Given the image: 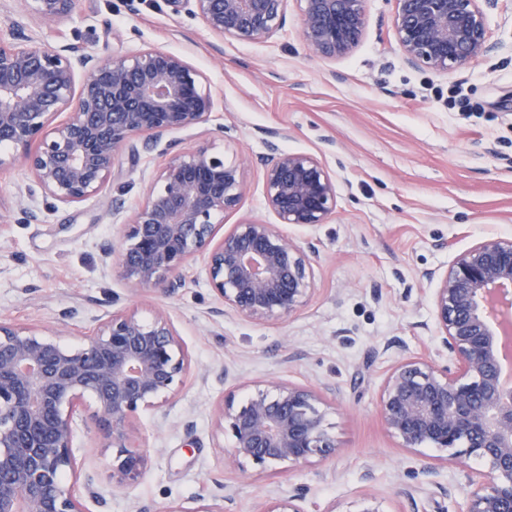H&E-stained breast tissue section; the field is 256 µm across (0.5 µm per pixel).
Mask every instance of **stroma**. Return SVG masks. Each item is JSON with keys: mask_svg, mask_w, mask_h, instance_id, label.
Wrapping results in <instances>:
<instances>
[{"mask_svg": "<svg viewBox=\"0 0 512 512\" xmlns=\"http://www.w3.org/2000/svg\"><path fill=\"white\" fill-rule=\"evenodd\" d=\"M490 48L449 76L410 66L393 35L394 0H366L367 29L349 57L310 55L296 4L274 38L229 41L165 0H80L48 31L23 0H0V33L20 28L33 43L83 44L101 56L158 47L185 56L221 99L201 129L174 133L179 148L199 144L244 163L245 192L218 233L253 219L276 223L263 195L272 150L315 156L336 181L327 223L284 225L313 243V289L279 321L255 323L226 311L210 289L203 256L184 285L131 291L118 273L116 211L143 198L150 174L170 157L155 149L121 154L106 190L63 205L32 187L17 197L12 164L0 166V320L39 328L77 345L106 312L131 307L142 317L167 311L189 355L206 367L190 374L166 417L138 412L128 428L148 468L132 488L113 486L112 451L99 412L85 397L76 418L74 489L87 512H164L220 498L224 512H258L268 499L303 494L304 512H353L363 495L383 512H465L466 472L443 452L415 454L389 432L380 396L398 355L437 356L429 272L491 236H512V0H485ZM31 208L34 220L24 218ZM274 382L316 388L340 454L277 471L226 468L227 436L215 405L243 400Z\"/></svg>", "mask_w": 512, "mask_h": 512, "instance_id": "obj_1", "label": "stroma"}]
</instances>
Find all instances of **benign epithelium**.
Wrapping results in <instances>:
<instances>
[{
    "mask_svg": "<svg viewBox=\"0 0 512 512\" xmlns=\"http://www.w3.org/2000/svg\"><path fill=\"white\" fill-rule=\"evenodd\" d=\"M221 39H268L287 21L289 0H165ZM301 40L321 59L349 56L362 42L366 0H296ZM393 30L406 62L452 74L488 51L483 0H394ZM78 0H25L41 24L70 17ZM0 38V143L41 190L64 205L101 193L123 151L136 156L166 134L210 121L217 98L181 55L148 47L100 57L82 45H23ZM65 115L56 121L59 115ZM244 191L242 164L209 146L174 153L142 201L121 221L118 272L133 290L182 286L180 273L205 257L207 281L234 314L257 323L301 309L313 285L311 255L279 225L327 223L336 181L316 157L284 152L265 164L263 195L279 223L243 219L215 241L217 217ZM435 281L436 337L448 363L400 356L380 398V415L403 447L447 452L469 474L466 512H512V238L481 240L457 254ZM192 368L167 313L135 310L99 319L79 347L34 326L0 321V512H85L66 478L77 479L75 414L94 397L112 483H139L149 457L135 449L128 421L163 413ZM318 392L273 383L244 402L222 400L216 426L230 436L224 462L309 465L342 451L325 423ZM487 463L474 472L470 457ZM300 496L272 499L260 512H302Z\"/></svg>",
    "mask_w": 512,
    "mask_h": 512,
    "instance_id": "1",
    "label": "benign epithelium"
}]
</instances>
